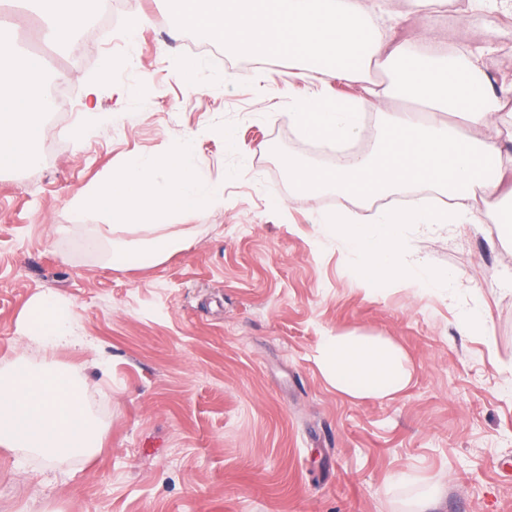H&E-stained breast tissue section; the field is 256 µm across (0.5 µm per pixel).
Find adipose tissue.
I'll list each match as a JSON object with an SVG mask.
<instances>
[{"label":"adipose tissue","instance_id":"adipose-tissue-1","mask_svg":"<svg viewBox=\"0 0 512 512\" xmlns=\"http://www.w3.org/2000/svg\"><path fill=\"white\" fill-rule=\"evenodd\" d=\"M80 0H31L46 21V35L71 47L87 23ZM380 0H168L176 31L199 29L225 50L259 60L283 53L325 64L328 75L360 85L361 96L336 105L300 102L288 121L304 139L344 148L360 141L367 110L380 123L374 143L326 167L286 156L295 194L335 191L336 215H319L316 247L343 245L363 282H406L419 291L453 298L454 272H433L411 258L407 226L481 224L498 201L512 203V79L492 80L485 69L489 44H475L468 30L448 43L425 21L438 0H405L422 25L399 37L376 21ZM385 78L373 80V70ZM42 60L0 53V169L38 160L41 118L51 104L40 87ZM425 104L427 117L389 109L398 97ZM418 186L436 189L447 205L417 196L405 206L387 199ZM485 197H476L475 187ZM23 327L44 353L41 363L0 368V447L46 464L74 458L93 464L103 447L101 427L89 408L90 383L81 362L62 364L60 351L84 349L72 307L52 294L27 306ZM323 377L355 400L384 401L411 382L405 350L382 336L339 330L322 337L315 356Z\"/></svg>","mask_w":512,"mask_h":512}]
</instances>
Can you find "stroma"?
Wrapping results in <instances>:
<instances>
[{
    "label": "stroma",
    "mask_w": 512,
    "mask_h": 512,
    "mask_svg": "<svg viewBox=\"0 0 512 512\" xmlns=\"http://www.w3.org/2000/svg\"><path fill=\"white\" fill-rule=\"evenodd\" d=\"M145 10L164 27L138 26L139 74L115 69L99 99L131 122L93 127L39 173L0 170V366L41 360L21 320L32 298L53 294L91 344L58 361L107 368L104 396L89 399L104 429L96 464L49 472L33 458L19 475L0 447V512H399L404 471L442 484L430 512H512V392L499 375L512 364V294L500 288L512 225L408 229L432 269L458 274L454 299L361 288L347 252L314 246L313 218L335 212V192L289 196L282 164L325 163L289 125V101L359 87L321 72L183 79L165 0H126L129 22ZM186 135L199 172L223 182V209L188 218L185 249L149 268L81 249L99 218L75 211L73 194ZM474 305L485 323L461 334ZM337 329L400 344L411 384L385 401L337 393L314 361Z\"/></svg>",
    "instance_id": "obj_1"
}]
</instances>
